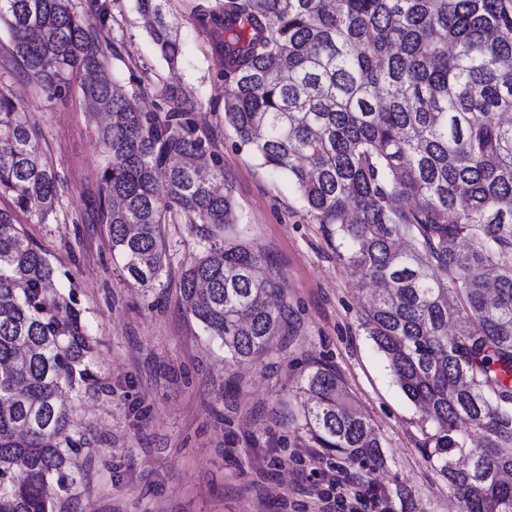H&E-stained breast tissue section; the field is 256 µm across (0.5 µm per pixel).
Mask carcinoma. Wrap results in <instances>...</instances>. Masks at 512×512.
Segmentation results:
<instances>
[{
  "label": "carcinoma",
  "instance_id": "1",
  "mask_svg": "<svg viewBox=\"0 0 512 512\" xmlns=\"http://www.w3.org/2000/svg\"><path fill=\"white\" fill-rule=\"evenodd\" d=\"M164 2L137 6L175 67ZM110 20L101 0H0L25 81L50 99L77 82L110 115L97 210L126 281L160 282L162 225H201L182 300L229 359L255 360L290 334L284 277L226 236L243 229L224 164L177 91L146 109L94 78ZM201 21L224 34V115L241 143L288 176L358 287L387 285L361 326L424 412V458L459 512H512V455L499 452L512 446V0H214ZM36 137L1 90L0 196L12 208L0 209V512H65L48 488L76 481L79 440L61 397L92 388L94 342L78 315L58 317L54 268L14 217L47 223L63 192ZM303 390L314 447L363 470L386 463L336 368L318 364Z\"/></svg>",
  "mask_w": 512,
  "mask_h": 512
}]
</instances>
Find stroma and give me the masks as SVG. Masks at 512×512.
<instances>
[{
    "instance_id": "1",
    "label": "stroma",
    "mask_w": 512,
    "mask_h": 512,
    "mask_svg": "<svg viewBox=\"0 0 512 512\" xmlns=\"http://www.w3.org/2000/svg\"><path fill=\"white\" fill-rule=\"evenodd\" d=\"M112 19L99 31L117 46L105 77H121L145 108L177 88L193 107L200 135L224 163L245 239L285 277L292 336L254 362H229L220 340L187 313L182 276L203 250L199 232L178 221L164 227L167 266L144 289L122 277L96 201L105 154L77 90L46 100L18 73L13 43L0 27V88L21 103L38 131L37 145L65 188L49 223L19 215L26 239L54 268L53 288L78 312L96 351L95 389L71 401L72 451L78 481L71 512H315L330 460L314 461L302 427L299 388L318 362L334 367L383 438L387 464L357 467L356 492L382 493L386 512H459L448 483L420 449L421 414L401 392L361 319L368 289L356 287L336 246L307 213L287 178L262 166L224 119L225 84L215 36L198 17L208 0H170L183 41L172 67L153 43L136 0H106ZM133 58L148 74L129 78ZM405 493L391 495L394 486Z\"/></svg>"
}]
</instances>
